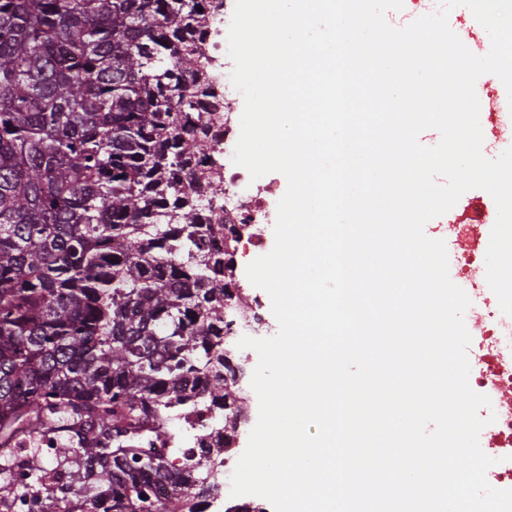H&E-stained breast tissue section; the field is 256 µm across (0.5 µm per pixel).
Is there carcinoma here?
Wrapping results in <instances>:
<instances>
[{"instance_id": "carcinoma-1", "label": "carcinoma", "mask_w": 512, "mask_h": 512, "mask_svg": "<svg viewBox=\"0 0 512 512\" xmlns=\"http://www.w3.org/2000/svg\"><path fill=\"white\" fill-rule=\"evenodd\" d=\"M203 11H198V8ZM224 0H0V506L207 512L171 408L226 381ZM212 99L208 115L195 99ZM206 154L198 171L189 159ZM112 222L102 223V214ZM173 486L162 510L153 484Z\"/></svg>"}]
</instances>
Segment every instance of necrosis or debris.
I'll use <instances>...</instances> for the list:
<instances>
[{"instance_id":"obj_1","label":"necrosis or debris","mask_w":512,"mask_h":512,"mask_svg":"<svg viewBox=\"0 0 512 512\" xmlns=\"http://www.w3.org/2000/svg\"><path fill=\"white\" fill-rule=\"evenodd\" d=\"M479 120L488 154L507 147L500 133L512 126V100L497 76H490L477 91ZM264 187L253 186L239 166L224 171L223 237L207 240L206 253L223 252L224 240L235 237V250L261 256L266 252L264 226L269 212ZM497 216L493 198L460 197L448 212L446 241L450 245L449 274L456 279L480 312V323L470 332L467 349L473 388L491 400L494 422L486 425L480 442L489 448L495 465L487 471L489 484L512 488V316L501 312L486 282V252Z\"/></svg>"}]
</instances>
